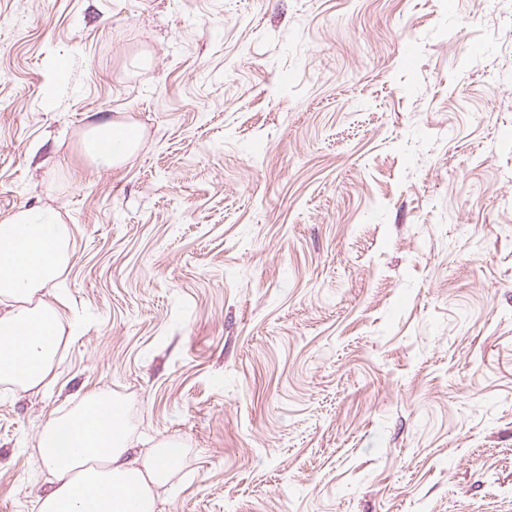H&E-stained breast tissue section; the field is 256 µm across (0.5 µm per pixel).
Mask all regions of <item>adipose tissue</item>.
<instances>
[{"label":"adipose tissue","mask_w":512,"mask_h":512,"mask_svg":"<svg viewBox=\"0 0 512 512\" xmlns=\"http://www.w3.org/2000/svg\"><path fill=\"white\" fill-rule=\"evenodd\" d=\"M137 146L134 130L106 119L90 124L83 140L86 155L107 168ZM70 259L65 226L35 221L26 210L0 219V382L24 392L49 386L63 325L48 295ZM135 446L104 391L50 418L38 452L54 484L39 512H155V491L169 482L182 448L162 442L145 456Z\"/></svg>","instance_id":"1"}]
</instances>
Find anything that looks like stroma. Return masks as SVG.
<instances>
[{"label": "stroma", "mask_w": 512, "mask_h": 512, "mask_svg": "<svg viewBox=\"0 0 512 512\" xmlns=\"http://www.w3.org/2000/svg\"><path fill=\"white\" fill-rule=\"evenodd\" d=\"M512 0H0V217L74 326L0 383V512L95 389L156 512H512ZM136 125L109 169L92 113Z\"/></svg>", "instance_id": "35a3bbf8"}]
</instances>
